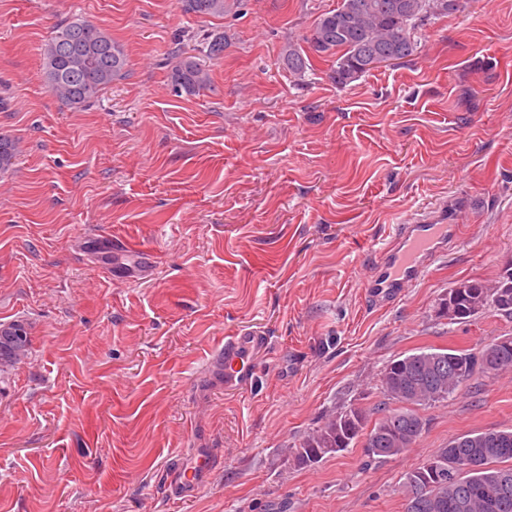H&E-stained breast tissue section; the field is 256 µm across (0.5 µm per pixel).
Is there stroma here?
I'll return each instance as SVG.
<instances>
[{
  "mask_svg": "<svg viewBox=\"0 0 512 512\" xmlns=\"http://www.w3.org/2000/svg\"><path fill=\"white\" fill-rule=\"evenodd\" d=\"M337 0H239L221 17L179 0H0V324L28 323V356L0 372V512H404L402 481L454 437L512 428V373L423 409L404 455L362 445L312 467L284 460L332 412L371 408L389 360L419 347L479 352L512 335L487 312L437 318L461 279L512 263V0H462L419 52L347 86L311 55L280 62ZM81 16L128 70L72 110L40 49ZM213 34L210 87L178 97L174 48ZM459 241L383 307L364 282L402 216L437 200ZM122 243L130 257L97 261ZM266 332L257 380L225 388L211 352ZM215 463L170 487L198 455ZM280 58L288 72L297 81H305L308 71H312V65L307 54L305 55L302 50L296 48L292 43L288 44V48L281 53Z\"/></svg>",
  "mask_w": 512,
  "mask_h": 512,
  "instance_id": "stroma-1",
  "label": "stroma"
}]
</instances>
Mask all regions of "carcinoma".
Segmentation results:
<instances>
[{
  "label": "carcinoma",
  "mask_w": 512,
  "mask_h": 512,
  "mask_svg": "<svg viewBox=\"0 0 512 512\" xmlns=\"http://www.w3.org/2000/svg\"><path fill=\"white\" fill-rule=\"evenodd\" d=\"M181 10L196 17L222 15L229 0H180ZM457 11L448 0H339L322 13L304 42L318 54L334 57L330 78L345 86L390 61L410 60L421 47L424 21ZM49 90L66 107L80 109L96 100L121 77L128 65L121 44L106 29L82 18L61 26L41 48ZM281 61L298 81L312 70L309 57L288 44ZM210 83L198 57L174 51L168 85L175 95L196 96ZM16 141L0 135V172L16 160ZM458 323L482 311L512 319V264L494 285L461 281L439 299ZM31 349L27 323L0 324V365L11 366ZM512 370V336L487 344L478 353L423 348L389 362L379 378L381 392L399 407L381 409L370 420L365 410L349 406L309 431L296 446L293 461L308 467L325 455L350 448L366 437L368 457L387 460L403 455L415 440L409 436L418 407L455 395L479 374ZM405 512H512V428L460 435L405 474Z\"/></svg>",
  "instance_id": "obj_1"
}]
</instances>
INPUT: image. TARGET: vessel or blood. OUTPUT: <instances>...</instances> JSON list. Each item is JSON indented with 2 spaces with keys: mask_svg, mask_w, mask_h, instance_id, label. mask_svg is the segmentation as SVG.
<instances>
[{
  "mask_svg": "<svg viewBox=\"0 0 512 512\" xmlns=\"http://www.w3.org/2000/svg\"><path fill=\"white\" fill-rule=\"evenodd\" d=\"M460 227L447 202L406 214L395 232L378 250L375 266L365 281L371 301L384 305L400 299L407 288L424 278L431 266L447 256L459 238ZM268 347L263 332L247 330L224 341L211 360L224 371V384L233 388L251 384L256 354Z\"/></svg>",
  "mask_w": 512,
  "mask_h": 512,
  "instance_id": "1",
  "label": "vessel or blood"
}]
</instances>
